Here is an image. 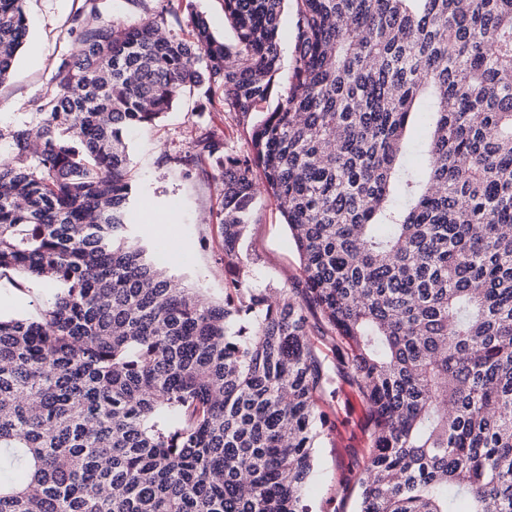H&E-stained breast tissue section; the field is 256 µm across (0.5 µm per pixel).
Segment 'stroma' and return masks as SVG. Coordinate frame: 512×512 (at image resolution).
<instances>
[{"label":"stroma","mask_w":512,"mask_h":512,"mask_svg":"<svg viewBox=\"0 0 512 512\" xmlns=\"http://www.w3.org/2000/svg\"><path fill=\"white\" fill-rule=\"evenodd\" d=\"M167 0H27L29 28L8 79L0 83V123L35 118V105L50 88L51 74L61 55L80 53L71 34L76 15L98 10L101 22L125 26L142 23L166 8ZM224 141L233 152L250 149L248 134L223 108L200 110L199 96L186 93L156 125L132 131L127 139L134 191L129 207L137 225L134 236L168 274L212 301L224 298V239L216 215L224 201L217 171L207 164L176 167L174 157L195 153L199 141ZM164 212L169 232L157 234L143 221L149 209ZM243 255L259 281L274 288L300 286L298 252L274 199L260 193L243 243ZM49 286L30 282L19 290L0 280V312L19 317L38 313L51 294ZM321 356L336 369L333 425L318 444L315 475L305 493L315 503L333 500L337 512H353L347 488L364 462L368 443L367 408L344 370L338 369L331 342L318 340Z\"/></svg>","instance_id":"1"}]
</instances>
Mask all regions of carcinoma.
<instances>
[{
	"mask_svg": "<svg viewBox=\"0 0 512 512\" xmlns=\"http://www.w3.org/2000/svg\"><path fill=\"white\" fill-rule=\"evenodd\" d=\"M293 2L284 75L283 0H224L231 46L189 3L77 15L36 120L0 126V278L55 286L0 314V512H315L316 336L367 403L354 512H512V0ZM26 34V0H0V82ZM204 84L200 110L250 127L245 154L173 159L222 174L221 303L128 240L124 134ZM261 185L302 288L248 285ZM294 22V4L292 1H284L280 16L279 40L282 50L281 66L286 72L293 64L292 31Z\"/></svg>",
	"mask_w": 512,
	"mask_h": 512,
	"instance_id": "obj_1",
	"label": "carcinoma"
}]
</instances>
